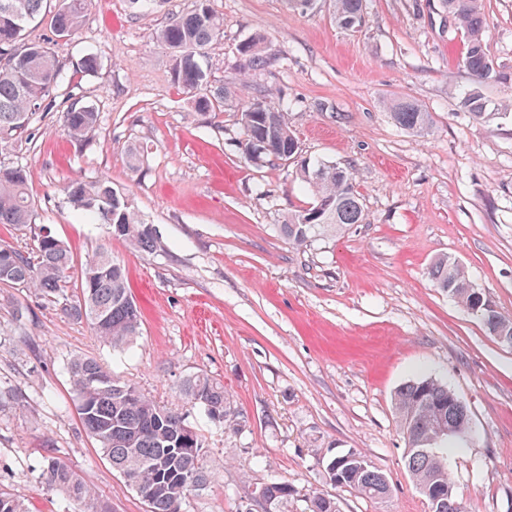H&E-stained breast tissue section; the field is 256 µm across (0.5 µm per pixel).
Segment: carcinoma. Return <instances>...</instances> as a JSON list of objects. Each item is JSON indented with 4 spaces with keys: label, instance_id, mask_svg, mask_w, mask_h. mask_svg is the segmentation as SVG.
<instances>
[{
    "label": "carcinoma",
    "instance_id": "obj_1",
    "mask_svg": "<svg viewBox=\"0 0 512 512\" xmlns=\"http://www.w3.org/2000/svg\"><path fill=\"white\" fill-rule=\"evenodd\" d=\"M46 0H0V141L27 130L30 115L49 99L63 75V67L50 47L34 41L20 44L26 27L40 14ZM87 0H59L51 19L58 38L69 37L82 24ZM444 6L466 35L462 64L474 85L460 95V107L476 120H489L492 102L482 86L498 77L483 41L482 0H443ZM336 24L346 30L364 22V0H332ZM224 36V20L214 14L209 0H195V8L171 16L154 32V38L174 52V81L189 95L201 112H222L232 91L211 89L202 58ZM249 69H263L270 63L261 39L243 48ZM392 120L401 128L426 133L432 117L412 100L388 103ZM252 112L262 113L258 121H248ZM244 129L242 154L251 160L248 147L263 144L260 158L291 160L298 156V141L288 126L287 113L279 111L266 98H259L241 111ZM98 113L88 106H72L61 114V125L71 140L82 145L96 130ZM298 179L312 201L296 210L278 225L288 241L302 246L326 227L361 224L363 204L351 173L345 167L303 159L296 169ZM65 192L73 209L94 224H102L115 239L136 250L154 254L161 249L159 236L145 229L146 223L131 200L112 187L106 178L94 181L75 179ZM318 213L316 223L305 220ZM34 210L28 191L25 169L0 165V224L28 226ZM74 263L68 245L49 232L37 234L36 255L30 257L15 248L0 245V284L34 290L54 302L61 295V282ZM434 286L467 312L482 320L486 329L503 316L470 282L464 266L452 256L435 260L429 270ZM68 318L85 320L94 335L125 351L141 330V311L126 282L121 263L112 250L101 246L85 263L78 276L75 299L61 305ZM67 373L74 405L87 436L112 468L122 474L147 506V512H181L187 495L200 491L212 480L203 465L204 437L186 422L183 415L159 405L136 386L115 378L96 359L74 355L67 360ZM184 399L201 409L209 419L229 430L241 427L224 385L206 374H193L180 386ZM398 426L407 449L408 470L429 512H469L466 502L454 487L448 469L427 441L437 437L434 418L442 413L456 422L470 417L464 402L448 385L431 377L408 382L394 396ZM46 490L63 494L73 512H108L90 482L71 466L55 457L45 458L41 469ZM331 484L348 487L359 494L383 499L390 493V482L381 470L356 450L353 458L328 473ZM275 507L288 501L293 490L288 483L272 480L257 488ZM0 512H29L25 503L0 486ZM309 512H337L334 499L315 495Z\"/></svg>",
    "mask_w": 512,
    "mask_h": 512
}]
</instances>
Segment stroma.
<instances>
[{
	"label": "stroma",
	"mask_w": 512,
	"mask_h": 512,
	"mask_svg": "<svg viewBox=\"0 0 512 512\" xmlns=\"http://www.w3.org/2000/svg\"><path fill=\"white\" fill-rule=\"evenodd\" d=\"M194 0L162 9L89 0L77 34L57 38L45 15L25 41L49 42L64 65L53 107L27 133L0 143V164L19 165L35 203L34 228L0 224V244L35 249L44 228L76 264L100 246L126 268L141 334L118 351L57 304L0 284V486L30 512H67L41 484L45 457L83 473L110 512H146L83 431L67 380L74 354L98 359L120 380L183 413L206 437L214 478L183 512H244L257 486L294 493L281 512H309L313 495L339 512H429L405 465L394 411L404 383L432 377L466 404L474 434L449 447L448 470L471 512H512V347L491 336L436 288L428 270L449 255L502 316L512 319V0H484V43L501 77L483 87L499 110L483 123L459 106L471 77L463 35L439 0H365V22L339 28L330 0L289 10L286 0H210L224 38L208 51L211 86L234 92L224 112L201 114L173 78V57L153 34ZM263 37L271 56L245 69L242 46ZM101 57L97 73L78 63ZM287 112L303 157L344 165L365 220L289 243L283 217L310 197L293 162L244 160L241 110L262 93ZM405 98L432 117L425 134L400 128L385 107ZM99 114L78 145L59 116L71 105ZM139 147L138 167L128 150ZM108 178L164 245L138 253L87 224L64 188ZM204 373L220 381L244 424L214 425L179 393ZM361 451L387 474L391 493L367 499L332 485L329 456Z\"/></svg>",
	"instance_id": "stroma-1"
}]
</instances>
